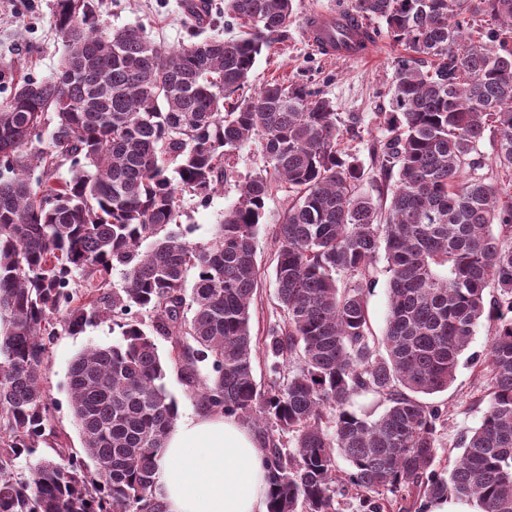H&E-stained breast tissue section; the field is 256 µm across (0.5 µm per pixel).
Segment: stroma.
<instances>
[{"mask_svg":"<svg viewBox=\"0 0 512 512\" xmlns=\"http://www.w3.org/2000/svg\"><path fill=\"white\" fill-rule=\"evenodd\" d=\"M349 0H294L288 38L263 50L256 59L246 87L254 94L271 78L288 77L317 85L340 112H360L365 116L364 140L382 137L378 112L388 107L394 61L403 49L389 36H382L367 57L349 60L326 58L306 40L308 15L319 9H346ZM102 22L114 29L140 25L156 45L174 49L189 43L183 23L181 0H100ZM64 47L54 27L51 0H0V100L9 96L17 67H26L38 79L51 76ZM235 178L225 182L207 203L187 198L177 230L186 240L210 242L215 224L239 195L240 185L251 175L265 171L267 162L258 139L241 145L235 155ZM291 193L285 182L273 181L256 233V259L264 272L262 286L252 309L251 333L265 336L268 329L284 319L277 300L273 275L276 248L275 230L281 223ZM390 275L385 258H377L364 285L370 330L382 337L388 314ZM118 340L109 320H93L81 332L57 337L50 349L46 386L54 399L61 441L71 452L81 453L82 442L69 409L68 370L87 347L109 346ZM489 380L473 365L460 363L448 390L426 396L425 401L440 406L446 423L437 437L441 467L449 468L460 457L459 440L475 427L488 407L485 395Z\"/></svg>","mask_w":512,"mask_h":512,"instance_id":"stroma-1","label":"stroma"}]
</instances>
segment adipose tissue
Listing matches in <instances>:
<instances>
[{"label":"adipose tissue","mask_w":512,"mask_h":512,"mask_svg":"<svg viewBox=\"0 0 512 512\" xmlns=\"http://www.w3.org/2000/svg\"><path fill=\"white\" fill-rule=\"evenodd\" d=\"M262 448L237 417L202 411L182 418L156 475L164 512H269Z\"/></svg>","instance_id":"ef3b65f1"}]
</instances>
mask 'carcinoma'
<instances>
[{"instance_id":"obj_1","label":"carcinoma","mask_w":512,"mask_h":512,"mask_svg":"<svg viewBox=\"0 0 512 512\" xmlns=\"http://www.w3.org/2000/svg\"><path fill=\"white\" fill-rule=\"evenodd\" d=\"M182 9L194 41L167 50L140 26L104 28L96 0H53L59 68L19 76L0 103V512H162L156 468L178 407L158 336L201 408L256 427L270 512H336L350 492L367 512H385L387 493L415 512L450 495L512 512V195L478 174L488 134L512 171V0H351L341 37L361 48L377 20L406 51L368 168L353 147L365 116L336 111L316 85L272 79L239 94L262 50L288 38L293 0ZM221 13L238 34H207ZM254 135L293 192L276 232L285 320L264 338L266 388L250 319L268 177L241 185L212 242L170 229L178 196L207 201ZM66 164L71 178L55 180ZM365 181L394 182L386 214L359 192ZM381 250L378 341L364 282ZM116 266L124 284L112 289ZM101 317L120 339L88 347L68 373L83 455L59 448L62 462L42 458L26 477L19 460L58 438L49 345ZM484 320L495 337L471 360L489 374V405L441 470L444 415L417 396L448 389ZM362 394L385 403L379 418L353 410Z\"/></svg>"}]
</instances>
